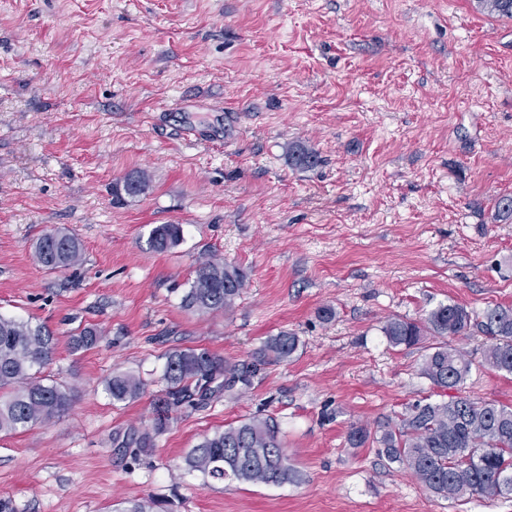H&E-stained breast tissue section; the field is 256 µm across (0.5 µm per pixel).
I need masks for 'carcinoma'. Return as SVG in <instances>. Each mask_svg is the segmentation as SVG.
I'll use <instances>...</instances> for the list:
<instances>
[{"label": "carcinoma", "instance_id": "1", "mask_svg": "<svg viewBox=\"0 0 512 512\" xmlns=\"http://www.w3.org/2000/svg\"><path fill=\"white\" fill-rule=\"evenodd\" d=\"M477 3L489 15L512 19V0ZM288 161L306 169L319 159L311 148L295 143L288 146ZM182 237V225L160 224L151 230L148 245L165 252ZM82 257L81 240L63 230L45 232L34 246L36 263L47 270L76 266ZM244 284L245 275L237 267L202 262L182 306L200 314L229 309ZM473 324L490 337L479 363L448 348L449 337L465 334ZM382 332L393 348L423 346L420 375L444 396L440 402L413 405L398 423L384 427L378 442L387 460L410 473L428 492L444 498L512 495V405L456 393L475 366L512 375V307L496 305L477 313L458 303H441L418 321L389 318ZM429 336L437 342L425 344ZM102 339L100 330L84 327L71 336L70 347L86 351ZM298 343L295 333L281 331L265 341L259 360L288 359ZM56 345L57 337L46 326L0 315V433L50 424L70 410V389L49 383L42 375ZM163 380L166 390L154 403L151 427L121 442L134 459L152 451L156 438L168 429L172 412L202 407L246 378L206 348H184L168 354ZM104 390L117 405L138 398L144 383L133 374L114 372L104 379ZM186 465L213 479L262 485L280 486L299 477L288 463L279 428L270 419H244L204 437L188 452ZM116 512H164V504L154 497L127 499Z\"/></svg>", "mask_w": 512, "mask_h": 512}]
</instances>
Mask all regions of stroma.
<instances>
[{
  "mask_svg": "<svg viewBox=\"0 0 512 512\" xmlns=\"http://www.w3.org/2000/svg\"><path fill=\"white\" fill-rule=\"evenodd\" d=\"M187 122L223 127V143L184 139ZM294 141L316 167L289 164ZM136 170L149 189L118 198ZM502 196L512 20L475 0H0V314L55 332L45 374L73 394L54 423L0 434V498L16 512H112L148 496L173 512H512V497L434 496L378 443L348 441L438 399L423 349L389 345L388 317L512 306ZM159 224L183 227L164 253L147 244ZM52 229L81 240L79 265L35 262ZM210 257L246 286L201 315L181 300ZM86 326L103 342L71 351ZM283 330L297 351L256 364ZM185 347L247 380L178 410L132 459L120 443L150 425L166 354ZM115 372L140 377L143 394L112 404ZM465 391L512 404V376L482 367ZM251 417L278 422L299 482L188 470L204 436Z\"/></svg>",
  "mask_w": 512,
  "mask_h": 512,
  "instance_id": "obj_1",
  "label": "stroma"
}]
</instances>
